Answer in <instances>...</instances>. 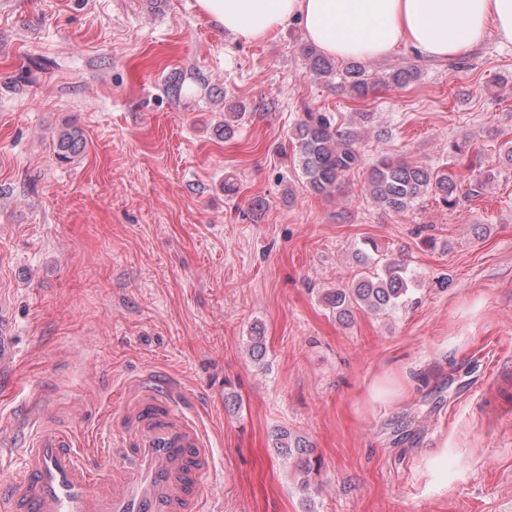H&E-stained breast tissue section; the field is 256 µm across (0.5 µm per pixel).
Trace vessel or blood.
Masks as SVG:
<instances>
[{
  "label": "vessel or blood",
  "instance_id": "obj_1",
  "mask_svg": "<svg viewBox=\"0 0 512 512\" xmlns=\"http://www.w3.org/2000/svg\"><path fill=\"white\" fill-rule=\"evenodd\" d=\"M22 451L17 482L0 488V512H213L202 490L214 469L208 439L163 380H137L110 437L86 447L59 429L48 406Z\"/></svg>",
  "mask_w": 512,
  "mask_h": 512
}]
</instances>
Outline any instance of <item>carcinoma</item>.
Returning a JSON list of instances; mask_svg holds the SVG:
<instances>
[{
    "instance_id": "obj_1",
    "label": "carcinoma",
    "mask_w": 512,
    "mask_h": 512,
    "mask_svg": "<svg viewBox=\"0 0 512 512\" xmlns=\"http://www.w3.org/2000/svg\"><path fill=\"white\" fill-rule=\"evenodd\" d=\"M310 63V72L319 78L340 75L337 88L352 100L366 98L374 89L366 71L358 61H349L342 72H337L336 59L327 57L312 45L302 48ZM420 71L413 66L398 68L383 79L385 86H406L418 80ZM296 141V162L308 191L315 195L331 196L344 179L364 165V155L358 144L360 136L355 128L336 123L330 112H313L304 108V116L292 132ZM81 129L66 127L53 140L56 156L68 160L85 147ZM460 176L450 169L445 171L420 166L403 158L383 156L369 167L366 191L370 198L384 209L403 214L427 194L438 196L448 208L459 200ZM356 264L362 269L359 276L345 288H330L324 299L336 318L347 322L356 309L374 313L393 310L404 301L414 281L408 267L388 258L377 243L366 240L354 252ZM249 357L260 363L266 356V344L261 332L251 337ZM275 448L284 458L303 456L309 452L306 441L294 437L285 428L273 434Z\"/></svg>"
}]
</instances>
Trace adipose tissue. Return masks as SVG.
<instances>
[{
	"label": "adipose tissue",
	"mask_w": 512,
	"mask_h": 512,
	"mask_svg": "<svg viewBox=\"0 0 512 512\" xmlns=\"http://www.w3.org/2000/svg\"><path fill=\"white\" fill-rule=\"evenodd\" d=\"M217 28L259 42L300 20L306 39L338 60L406 49L457 59L485 39L512 44V0H196Z\"/></svg>",
	"instance_id": "ef3b65f1"
}]
</instances>
